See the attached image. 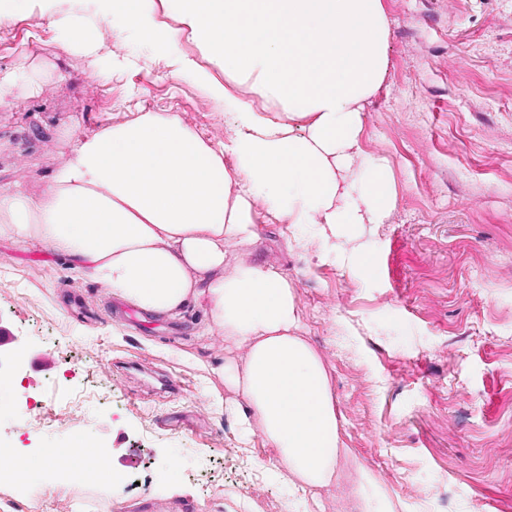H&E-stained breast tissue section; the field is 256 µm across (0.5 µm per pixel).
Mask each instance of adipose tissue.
Returning a JSON list of instances; mask_svg holds the SVG:
<instances>
[{
	"label": "adipose tissue",
	"instance_id": "adipose-tissue-1",
	"mask_svg": "<svg viewBox=\"0 0 512 512\" xmlns=\"http://www.w3.org/2000/svg\"><path fill=\"white\" fill-rule=\"evenodd\" d=\"M113 37L147 39L154 62L229 111L218 146L173 112H141L85 136L38 194L0 191V238L40 243L79 276L141 311L205 306L212 328L246 345L225 379L276 448L279 478L301 490L335 478L339 423L321 356L298 336L293 285L273 265L225 273L228 244L255 236L252 201L329 251L395 207L386 158L361 147L363 103L388 61L382 0H94ZM39 13L99 67L56 0H0V26ZM193 42L195 54L183 50ZM129 68L135 59L110 56Z\"/></svg>",
	"mask_w": 512,
	"mask_h": 512
}]
</instances>
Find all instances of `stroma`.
<instances>
[{"mask_svg":"<svg viewBox=\"0 0 512 512\" xmlns=\"http://www.w3.org/2000/svg\"><path fill=\"white\" fill-rule=\"evenodd\" d=\"M388 72L363 105L362 147L389 161L396 206L365 224V274L292 232L263 203L255 237L228 245L225 271L278 267L296 290L299 333L323 358L349 455L397 512H512V0H383ZM32 15L0 28V69L37 71L0 109V189L40 192L80 140L134 112H174L227 142L222 107L162 66L120 72L69 51ZM467 85L459 96V85ZM119 299L76 277L37 242L0 239V328L20 389L0 393V447L33 460L0 512L62 499L64 512H346L338 479L310 494L278 477L277 451L220 366L247 350L207 330L188 304L175 317L116 315ZM79 405V425L41 418ZM116 454L106 488L74 480L75 430ZM179 461L170 477L171 461Z\"/></svg>","mask_w":512,"mask_h":512,"instance_id":"stroma-1","label":"stroma"}]
</instances>
